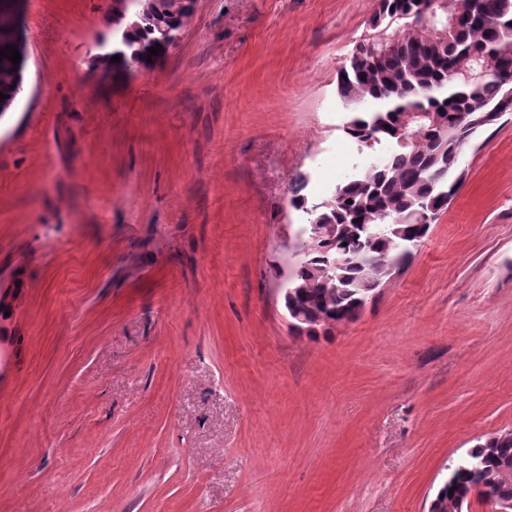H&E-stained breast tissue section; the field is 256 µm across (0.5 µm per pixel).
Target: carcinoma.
I'll return each mask as SVG.
<instances>
[{"mask_svg": "<svg viewBox=\"0 0 512 512\" xmlns=\"http://www.w3.org/2000/svg\"><path fill=\"white\" fill-rule=\"evenodd\" d=\"M380 0L372 18L375 28L388 30L399 20L408 21L402 33L380 35L360 45L337 74L338 96L352 106L346 135L361 146L398 139L399 117L405 113L441 115L444 130L423 119L412 129L411 142L397 146L383 164L371 166L339 181L330 195L314 207L301 188L293 191L292 205L310 215L312 224H335L336 246L327 253L309 248L314 267L347 248L346 264L336 269L332 298L335 311L352 314L380 288L388 270L400 269L424 242L430 226L439 219L455 195L459 178L453 177L463 148L477 132L512 112V0ZM460 18L448 35L437 38L422 24L437 10ZM178 20L143 13L138 26L122 30L118 52L124 54V71L157 62L168 52L150 55L159 28L176 31ZM151 60H146V57ZM487 65L489 73L473 77L464 73L470 64ZM25 68L0 59V93L15 103L23 87ZM467 113L470 122L458 115ZM296 278L306 284L293 308L310 325L319 311L322 285L313 270ZM476 464L485 480L502 498L512 500V482H502L503 467L512 465V439L488 436L450 467L436 496L464 499L473 474L463 469Z\"/></svg>", "mask_w": 512, "mask_h": 512, "instance_id": "cac0c4a2", "label": "carcinoma"}]
</instances>
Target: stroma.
<instances>
[{"instance_id": "stroma-1", "label": "stroma", "mask_w": 512, "mask_h": 512, "mask_svg": "<svg viewBox=\"0 0 512 512\" xmlns=\"http://www.w3.org/2000/svg\"><path fill=\"white\" fill-rule=\"evenodd\" d=\"M377 0H196L167 55L90 72L112 0H28L0 114V512H428L512 430V114L354 321L276 300L309 201L393 151L338 69ZM24 71L25 68L19 63L17 67H14L9 59L2 56V61H0V93L6 94L7 98L0 100V102H10L9 108L4 112H8L12 108L22 90ZM1 76L3 81H1Z\"/></svg>"}]
</instances>
